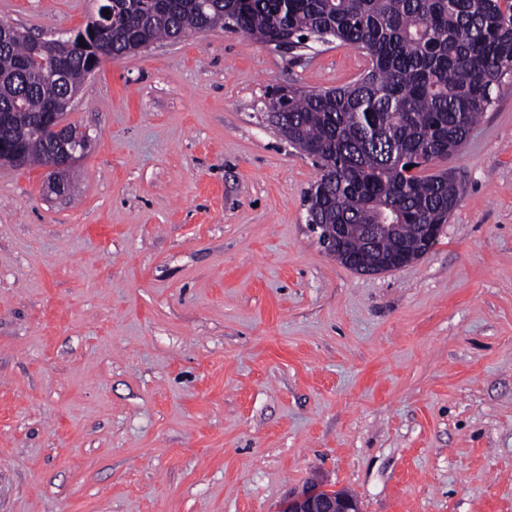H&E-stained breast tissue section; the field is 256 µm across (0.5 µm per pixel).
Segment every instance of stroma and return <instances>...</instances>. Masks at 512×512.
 <instances>
[{
  "label": "stroma",
  "mask_w": 512,
  "mask_h": 512,
  "mask_svg": "<svg viewBox=\"0 0 512 512\" xmlns=\"http://www.w3.org/2000/svg\"><path fill=\"white\" fill-rule=\"evenodd\" d=\"M92 0H0L40 37ZM357 48L214 29L103 64L67 119L72 191L0 166V512H512V79L459 151L438 243L378 275L306 222L319 171L273 88L360 77ZM281 512H360L350 493L310 485L288 498Z\"/></svg>",
  "instance_id": "1"
}]
</instances>
